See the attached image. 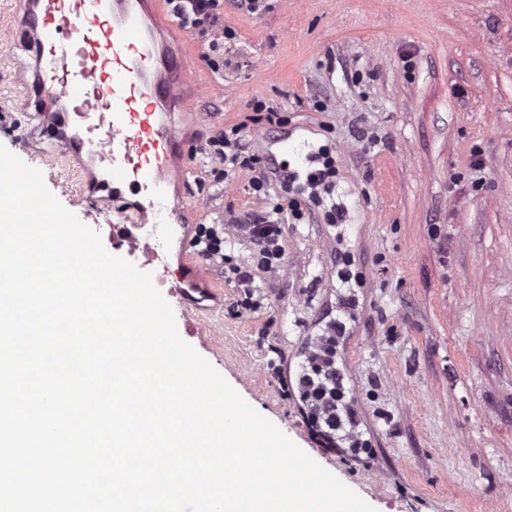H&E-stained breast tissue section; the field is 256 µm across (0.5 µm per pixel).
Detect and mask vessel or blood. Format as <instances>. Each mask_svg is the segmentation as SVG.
Wrapping results in <instances>:
<instances>
[{
  "instance_id": "b4317fda",
  "label": "vessel or blood",
  "mask_w": 512,
  "mask_h": 512,
  "mask_svg": "<svg viewBox=\"0 0 512 512\" xmlns=\"http://www.w3.org/2000/svg\"><path fill=\"white\" fill-rule=\"evenodd\" d=\"M145 0H25L23 37L37 71L27 105L36 119L54 115L51 153L82 151L114 183L141 199L135 224L106 230L137 267L163 264L169 217L164 175L178 165L167 114L179 98L171 73L194 78L188 56L159 50Z\"/></svg>"
}]
</instances>
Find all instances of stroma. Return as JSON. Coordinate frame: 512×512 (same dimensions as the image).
Masks as SVG:
<instances>
[{
  "mask_svg": "<svg viewBox=\"0 0 512 512\" xmlns=\"http://www.w3.org/2000/svg\"><path fill=\"white\" fill-rule=\"evenodd\" d=\"M248 15L226 0L237 33L213 70L208 37L166 20L169 48L186 39L202 92L179 121L190 146L170 194L167 262L194 254L197 225L270 209L249 172L215 182L210 137L244 125L261 153L287 134L336 159L328 223L309 205L283 227L284 266L256 273V312L224 271L196 262L183 305L198 324L188 342L254 408L377 512H512V0H268ZM21 0H0V144L39 168L49 189L105 249L106 224L136 221L139 198L89 178L85 155L47 157L25 102L31 72L19 38ZM262 99L287 124L253 121ZM323 111H316L314 101ZM346 333L337 362L349 376L366 452L328 449L287 396L306 346L328 322ZM283 364V377L269 368Z\"/></svg>",
  "mask_w": 512,
  "mask_h": 512,
  "instance_id": "1",
  "label": "stroma"
}]
</instances>
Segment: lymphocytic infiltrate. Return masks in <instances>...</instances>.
I'll return each instance as SVG.
<instances>
[{
    "instance_id": "obj_1",
    "label": "lymphocytic infiltrate",
    "mask_w": 512,
    "mask_h": 512,
    "mask_svg": "<svg viewBox=\"0 0 512 512\" xmlns=\"http://www.w3.org/2000/svg\"><path fill=\"white\" fill-rule=\"evenodd\" d=\"M173 15L191 31L209 37L211 48L221 41L235 37L232 29L218 26L224 11V0H168ZM206 152L214 163L213 173L219 180L229 179L240 171L251 172L249 187L255 196L268 194L271 174L278 167L270 156L255 153L253 144L246 139L242 127L233 126L210 137ZM305 212L297 197H287L275 203L271 210L253 215L238 224L236 232L252 245L246 264L230 263L224 252V227L220 224L199 225L194 245L199 257L224 268L225 278L237 281L244 297L236 304L237 315L255 311L261 305L255 299L252 270L276 275L284 263L281 244V226L287 220L304 219ZM343 333L339 322H332L321 338L322 348L317 355L305 358L299 379L300 400L306 415L329 447L348 444L349 448H366L357 430L356 411L349 399L350 388L345 373L336 365V344Z\"/></svg>"
}]
</instances>
